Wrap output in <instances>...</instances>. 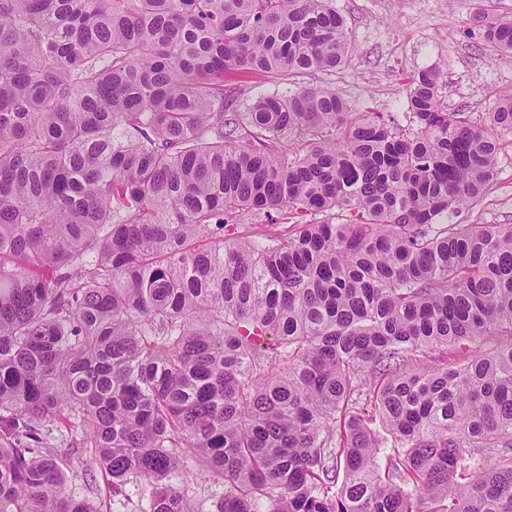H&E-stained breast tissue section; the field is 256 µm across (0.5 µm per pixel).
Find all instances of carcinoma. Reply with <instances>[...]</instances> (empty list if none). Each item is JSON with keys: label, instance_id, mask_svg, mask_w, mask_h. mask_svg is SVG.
<instances>
[{"label": "carcinoma", "instance_id": "carcinoma-1", "mask_svg": "<svg viewBox=\"0 0 512 512\" xmlns=\"http://www.w3.org/2000/svg\"><path fill=\"white\" fill-rule=\"evenodd\" d=\"M331 2L0 0V512H96L68 469L146 512H195L189 473L214 512H512V224L445 223L512 89L476 118L420 71L407 130L310 83L228 111L227 72L346 63Z\"/></svg>", "mask_w": 512, "mask_h": 512}]
</instances>
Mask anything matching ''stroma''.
Returning a JSON list of instances; mask_svg holds the SVG:
<instances>
[{
	"label": "stroma",
	"mask_w": 512,
	"mask_h": 512,
	"mask_svg": "<svg viewBox=\"0 0 512 512\" xmlns=\"http://www.w3.org/2000/svg\"><path fill=\"white\" fill-rule=\"evenodd\" d=\"M353 43L347 64L316 75L358 112L393 113L408 127L409 75L445 67L448 107L489 111L496 90L512 87V56H498L479 38L467 37L472 14L484 7L512 15V0H334ZM452 224H512V134L501 138L496 173L484 197L469 202L448 218ZM68 489L88 499L99 512H139L138 499L116 501L105 476L93 486L70 476Z\"/></svg>",
	"instance_id": "1"
}]
</instances>
